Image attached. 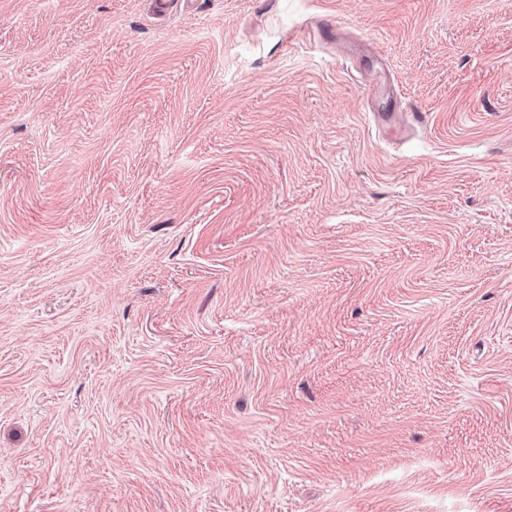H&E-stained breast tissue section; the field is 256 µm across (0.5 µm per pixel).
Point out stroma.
<instances>
[{"label":"stroma","instance_id":"1","mask_svg":"<svg viewBox=\"0 0 512 512\" xmlns=\"http://www.w3.org/2000/svg\"><path fill=\"white\" fill-rule=\"evenodd\" d=\"M0 512H512V0H0Z\"/></svg>","mask_w":512,"mask_h":512}]
</instances>
